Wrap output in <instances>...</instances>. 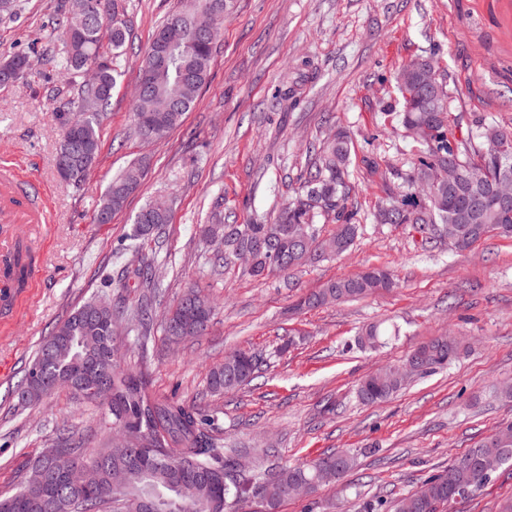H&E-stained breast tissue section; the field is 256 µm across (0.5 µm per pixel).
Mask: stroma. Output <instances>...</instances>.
Segmentation results:
<instances>
[{
	"label": "stroma",
	"mask_w": 512,
	"mask_h": 512,
	"mask_svg": "<svg viewBox=\"0 0 512 512\" xmlns=\"http://www.w3.org/2000/svg\"><path fill=\"white\" fill-rule=\"evenodd\" d=\"M177 2L125 0L130 37L117 59L121 77L81 185L56 172L62 129L51 113L73 97L82 75L38 62L22 83L0 87V158L30 176L49 217L40 274L0 316V492L16 488L31 457L55 447L63 432L86 436L92 449L111 439L104 411L66 388L24 407L15 392L40 341L75 308L117 302L107 281L130 243L131 219L158 199L170 201L171 221L145 243L159 256L155 319L163 321L190 286L214 301L216 315L205 335L176 345L160 326L144 351L135 337H121L122 368L144 376L156 398L216 413L226 450L251 470L331 449L356 453V470L311 499L288 500L281 512H361L364 503L417 490L512 421V405L492 394L512 382V239L491 236L458 253L417 225L373 223L377 201L400 189L397 169L419 150L401 127L394 76L409 60L435 54L454 97L449 131L467 137L483 118L512 132V18L502 0H233L196 108L147 145L135 133L133 93L140 61ZM69 7L70 0H18L16 16L0 21V58L32 53ZM340 128L353 141L348 206L361 226L350 250L264 279L218 262L220 243L201 235L212 212L229 224L274 219L307 176L306 145ZM143 155L150 167L139 190L111 223H94L112 177ZM372 265L389 267L397 288L296 310L301 296ZM371 322L394 335L364 350L356 335ZM444 335L465 345L456 362L410 376L389 402H358L362 377L403 364L418 345ZM237 350L261 359L258 376L212 394L209 369ZM508 498L506 465L447 512H499Z\"/></svg>",
	"instance_id": "stroma-1"
}]
</instances>
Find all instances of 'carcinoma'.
Instances as JSON below:
<instances>
[{"label": "carcinoma", "instance_id": "cac0c4a2", "mask_svg": "<svg viewBox=\"0 0 512 512\" xmlns=\"http://www.w3.org/2000/svg\"><path fill=\"white\" fill-rule=\"evenodd\" d=\"M98 12L76 14L66 12L56 22L48 38L58 50L45 58V64L63 67L75 73L84 64L99 58L103 42L115 51L124 47L129 32L127 21L119 17L118 5L112 0H99ZM210 0H180V4L158 26L162 31L178 16L195 28L203 42H190L187 50L194 56L192 68L185 71L180 51L172 58L154 60L145 52L140 66L150 63L157 76L133 103L134 121L154 111H161L162 120L150 133L147 142L166 137L179 126L184 115L197 104L199 91L206 83L214 52L223 37L224 15L212 18L208 26L198 27V16L209 11ZM27 56L14 54L0 61V86L5 85L9 70L21 67ZM103 93L89 96L78 85L66 110L54 113L61 128L74 125L77 140L96 160L100 151L101 121L111 105L119 76L114 63L98 66ZM438 72L436 59L419 57L405 64L395 76L402 97V126L425 125L429 138L420 141L419 153L408 169L397 172L406 193L397 197L389 194L374 212L379 224H420L432 236L448 229L459 232L453 247L463 251L496 230L499 236L512 237V211L500 209L494 189L497 179L505 172L512 174V133L492 124H483L475 133L457 139L448 133V111L451 96L444 78L437 77V86L429 84V74ZM498 145H490L491 140ZM351 139L339 131L329 142L317 147L314 172L300 186L295 198L289 200L275 222L255 221L251 224H226L219 220L202 227L205 238H224V257L228 263L236 251L257 243L263 249L253 256L248 268L254 277L287 273L307 262L306 255L319 241L317 220L336 221V233L323 241L328 247L324 256L339 255L352 244L359 225L355 212L348 209L350 187ZM459 168L458 193L448 197V188L430 184L432 171L438 166ZM146 160L126 168L114 178L105 191L94 220L98 224L112 223L130 195L141 186ZM167 209L144 205L132 219L131 237L145 240L170 223ZM34 263L32 242L26 236L17 240L7 261L8 273L15 292L23 290L27 274ZM158 259L154 253L135 247L124 265L125 277L115 283L126 288V277L133 276L138 286L147 289L141 302L116 305L98 312L87 302L59 323L50 336L40 343L35 358L18 388L17 395L37 398L50 391L53 382L65 376L76 377L82 394L80 400H96L94 389L101 381L110 387V397L96 400L112 419V429L132 440L146 438L149 446L130 449L131 459L114 457L110 444L104 443L90 451L84 441L70 436L60 438L57 455L46 467L44 477L23 479L8 493H0V512H141L140 501L147 499L154 512H238L240 505L253 499L258 484L265 488L267 512H279L286 502L282 488L295 482L310 483L320 478L327 484L341 477L354 466V457L345 451H334L299 466H285L273 474L242 472L232 456L224 453V438L217 424L205 425L200 413L177 400L153 398L142 376L121 369L117 363L116 336L122 322L137 333V341L147 348L154 330L153 300L158 291L154 270ZM396 287L393 272L383 266H369L349 278L326 283L321 290L310 293L297 303L299 308H316L330 303H342L367 297L381 290ZM215 305L202 292L190 288L180 298L164 321V331L172 338L200 336L215 315ZM385 340L382 324L363 327L358 344L375 347ZM461 342L453 336H437L417 346L405 364L416 365L420 372L429 373L444 368L456 360ZM259 368V360L238 351L224 358V363L209 370L208 387L213 393L234 390L233 380L245 384ZM405 383L402 368L386 366L367 375L357 387L356 395L365 405L387 401ZM493 452L488 439L481 440L463 455L448 464L441 473L426 479L430 498L422 501L415 492L393 502L394 512H441V507L464 498L463 491L485 484L492 472L485 471L482 459ZM87 463L98 473V486L83 487L72 479V468ZM197 482L196 496L182 497L178 485ZM79 509H74L75 504Z\"/></svg>", "mask_w": 512, "mask_h": 512}]
</instances>
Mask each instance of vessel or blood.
<instances>
[{
  "mask_svg": "<svg viewBox=\"0 0 512 512\" xmlns=\"http://www.w3.org/2000/svg\"><path fill=\"white\" fill-rule=\"evenodd\" d=\"M47 217L35 196L27 194L15 167L0 161V256L6 255L22 225L41 227Z\"/></svg>",
  "mask_w": 512,
  "mask_h": 512,
  "instance_id": "1",
  "label": "vessel or blood"
}]
</instances>
